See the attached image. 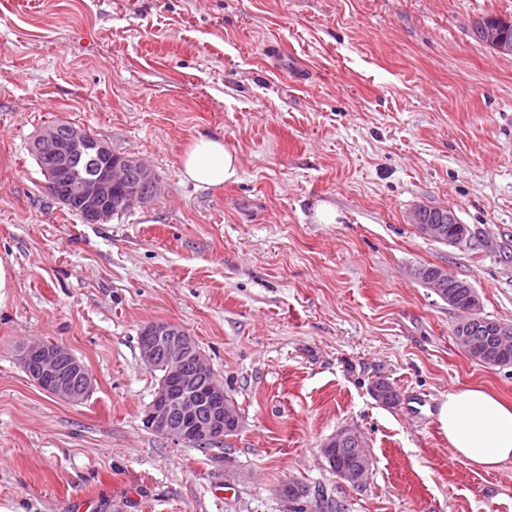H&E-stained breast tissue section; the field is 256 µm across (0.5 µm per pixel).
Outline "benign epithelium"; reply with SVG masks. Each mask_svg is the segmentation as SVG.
I'll return each instance as SVG.
<instances>
[{
  "label": "benign epithelium",
  "mask_w": 512,
  "mask_h": 512,
  "mask_svg": "<svg viewBox=\"0 0 512 512\" xmlns=\"http://www.w3.org/2000/svg\"><path fill=\"white\" fill-rule=\"evenodd\" d=\"M483 39L506 54H512V44L505 41L497 31L486 29ZM38 149L54 160L45 171L46 179L53 183L68 175L67 162L73 159H91L96 163L108 160L105 167H93L72 189V195H59L57 200L65 207L72 206L71 198L80 202L81 216L87 224H103L112 219L122 206H135L147 201L156 189V180L151 169L142 161L112 152L109 144L81 127L68 125L66 134L57 135L55 129H43ZM454 221L444 212L427 220L416 215L415 224L419 232L431 239L442 237V225ZM425 280L436 294H445L448 287V271L433 268L417 276ZM139 350L144 365L153 368L155 352L163 347L167 351V371L172 385L154 395L143 411L146 427L179 443H213L224 440L227 423H240V414L235 408L220 399L224 387L216 379L213 368L202 352L199 341L181 325L171 321H155L144 326L138 337ZM193 363L194 373L185 376L181 365ZM25 367H38L40 383L53 397L68 403L82 402L92 389V379H87L84 388L72 386L71 377L83 373L84 364L67 348L51 340H37L26 344L19 356ZM361 439L358 430L344 427L328 438L322 445V453L331 456L334 448L345 438Z\"/></svg>",
  "instance_id": "benign-epithelium-1"
}]
</instances>
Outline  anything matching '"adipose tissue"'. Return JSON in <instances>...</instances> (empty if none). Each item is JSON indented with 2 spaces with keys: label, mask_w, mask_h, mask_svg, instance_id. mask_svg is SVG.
I'll return each mask as SVG.
<instances>
[{
  "label": "adipose tissue",
  "mask_w": 512,
  "mask_h": 512,
  "mask_svg": "<svg viewBox=\"0 0 512 512\" xmlns=\"http://www.w3.org/2000/svg\"><path fill=\"white\" fill-rule=\"evenodd\" d=\"M181 176L199 189L238 181L239 156L222 137L198 135L182 150ZM439 423L456 459L486 471L512 461V405L483 389L450 391Z\"/></svg>",
  "instance_id": "obj_1"
}]
</instances>
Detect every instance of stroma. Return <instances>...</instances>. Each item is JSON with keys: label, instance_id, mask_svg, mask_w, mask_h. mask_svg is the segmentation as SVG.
I'll list each match as a JSON object with an SVG mask.
<instances>
[{"label": "stroma", "instance_id": "stroma-1", "mask_svg": "<svg viewBox=\"0 0 512 512\" xmlns=\"http://www.w3.org/2000/svg\"><path fill=\"white\" fill-rule=\"evenodd\" d=\"M512 0H0V512H512V462L453 459L436 408L512 366L471 359L439 266L512 324V56L475 41ZM63 121L145 161L157 192L105 224L54 199L29 147ZM240 179L180 174L197 134ZM452 210L471 243L414 226ZM196 336L241 408L201 451L146 428L138 336ZM50 338L86 366L79 404L17 360ZM391 382L396 406L373 381ZM358 427L372 466L338 483L320 448Z\"/></svg>", "mask_w": 512, "mask_h": 512}]
</instances>
